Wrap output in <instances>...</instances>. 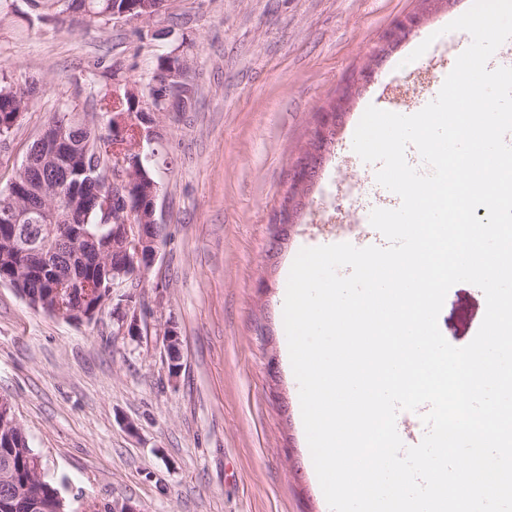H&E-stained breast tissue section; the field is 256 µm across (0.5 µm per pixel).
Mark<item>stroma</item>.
I'll list each match as a JSON object with an SVG mask.
<instances>
[{
    "mask_svg": "<svg viewBox=\"0 0 512 512\" xmlns=\"http://www.w3.org/2000/svg\"><path fill=\"white\" fill-rule=\"evenodd\" d=\"M472 2L433 12L386 58L322 152L310 200L344 197L356 181L365 207L399 204L377 183L378 164L353 151L354 131L368 106L388 109L394 87L429 63L399 59ZM22 4L0 0V69L36 82L37 94L0 148V189L54 112L98 111L115 82L148 100L174 56L195 90L191 109L159 126L157 213L169 237L131 288L146 312L140 340L121 335L111 310L72 323L0 283V395L45 479L70 512L127 500L142 512H321L283 306L299 250L333 244L336 227L304 213L278 239L271 219L320 112L419 0H168L151 21L90 31L27 24ZM485 313L482 290L458 283L438 326L462 347ZM167 325L182 341L174 382L159 334Z\"/></svg>",
    "mask_w": 512,
    "mask_h": 512,
    "instance_id": "stroma-1",
    "label": "stroma"
}]
</instances>
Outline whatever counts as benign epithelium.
Instances as JSON below:
<instances>
[{"label":"benign epithelium","instance_id":"1","mask_svg":"<svg viewBox=\"0 0 512 512\" xmlns=\"http://www.w3.org/2000/svg\"><path fill=\"white\" fill-rule=\"evenodd\" d=\"M428 19L425 10L420 9L396 18L389 31L373 47L367 62L346 82L343 93L337 96L336 102L320 113V120L312 133L311 146L306 150L294 168L292 187L282 197L275 211L272 224L280 231L284 230L292 220L299 205L300 190L312 180L315 163L320 157L317 151L319 145L327 139L335 129L343 112L348 106L347 94L358 92L367 87L373 80L380 61L395 50L403 38L421 27ZM135 134L131 153L137 155L132 164L122 162V170L116 173L111 181L112 194L122 198L123 207L112 216L116 222L112 229V246L126 253V264L112 268V288L103 298L93 304H88L89 298L81 297L76 301L75 310L82 319L92 320L102 313L109 301L118 300L112 306V318L117 321L122 334L136 341L142 335L140 306L133 303L132 296L125 292L137 278L149 270L159 257L162 242L144 234L143 225L159 224L157 217V200L161 193V185L151 181L145 174L147 167L153 165L158 151L152 144L158 139L154 124L142 118V114L123 112L112 118V136L121 137L127 132ZM40 147L30 152L21 168L18 178L11 183L10 206L0 216V221L12 224L14 228L29 222L32 215L47 213L51 200L60 199L63 206L74 217L82 208L79 198L71 197L65 192V184L60 182L45 186L40 190L32 189L31 175L42 168L60 152L69 150L70 142L65 138V131L50 124L39 138ZM147 195L150 206L144 208L140 204L141 195ZM60 243L68 248H76L83 239V231L79 224H60L54 227ZM26 264L32 268L48 269L54 262L53 253L39 248L34 242L24 250ZM163 347L168 359V371L171 379H176L181 370V340L177 332L170 326L162 332ZM20 427L11 402L0 396V432H8ZM12 477L0 473V484L5 485L4 504L6 507L17 508V502L25 499V490L10 485Z\"/></svg>","mask_w":512,"mask_h":512}]
</instances>
